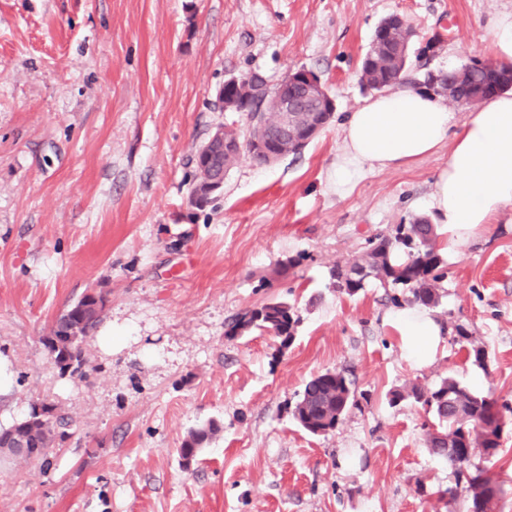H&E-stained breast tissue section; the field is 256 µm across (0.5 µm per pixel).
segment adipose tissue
<instances>
[{"label":"adipose tissue","instance_id":"adipose-tissue-1","mask_svg":"<svg viewBox=\"0 0 512 512\" xmlns=\"http://www.w3.org/2000/svg\"><path fill=\"white\" fill-rule=\"evenodd\" d=\"M342 147L330 173L337 194L354 190L368 171L400 169L448 149L430 206L458 249L512 204V91L484 98L456 120L443 98L404 86L371 98L350 112ZM410 356L423 360L439 345L443 328L428 312L396 316Z\"/></svg>","mask_w":512,"mask_h":512}]
</instances>
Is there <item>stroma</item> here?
<instances>
[{"instance_id":"1","label":"stroma","mask_w":512,"mask_h":512,"mask_svg":"<svg viewBox=\"0 0 512 512\" xmlns=\"http://www.w3.org/2000/svg\"><path fill=\"white\" fill-rule=\"evenodd\" d=\"M512 0H0V424L57 405L70 436L53 465L0 461V512H464L439 491L452 468L425 443L431 421L388 393L452 377L512 409V204L447 255L423 363L403 348L393 288L355 295L329 269L369 239L430 215L447 151L368 174L346 196L328 175L340 126L371 95L359 67L388 15L415 30L411 73L491 59V21ZM315 72L332 123L298 156L226 173L209 205L188 200L192 159L219 126L224 80ZM105 296L82 375H60L42 338L89 292ZM293 305L295 338L240 312ZM487 351L467 358L466 336ZM345 372L358 404L336 430L303 431L305 383ZM219 432L192 465L187 434ZM498 456L475 454L512 512V423ZM218 426L214 421L202 425L189 432L188 437L183 440L181 448H179V455L183 461L189 459L194 462L197 455L204 443H206L216 432Z\"/></svg>"}]
</instances>
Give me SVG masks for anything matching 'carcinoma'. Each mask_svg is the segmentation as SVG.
I'll list each match as a JSON object with an SVG mask.
<instances>
[{"label":"carcinoma","mask_w":512,"mask_h":512,"mask_svg":"<svg viewBox=\"0 0 512 512\" xmlns=\"http://www.w3.org/2000/svg\"><path fill=\"white\" fill-rule=\"evenodd\" d=\"M404 41V31L395 29L382 39L371 40V46L362 61L360 81L378 90L393 83L397 87L404 83L410 67V58L394 62L396 48ZM448 82L449 93L445 96L453 103L456 98L470 93H481L487 97L496 92V74L487 68L462 67L443 73ZM289 119L294 129L309 123V112H295L285 116L274 112L270 107L256 114L248 112L245 120L248 135L233 127H224V139L240 142L242 153L224 156V170H229L240 159V155L257 161L252 139L261 130H270ZM196 178L189 194L195 196L191 204L202 207L211 202V197L198 193V187L208 174L218 177L221 171H211L205 156L195 155ZM367 269L362 278L355 280L348 268ZM447 277L445 256L439 247L437 227L425 218H417L410 224H399L395 234L376 238L371 247L359 260L337 263L330 268V285L341 293L353 295L365 287L370 280H377L385 287L402 286L408 290L405 301L425 308L439 305L441 283ZM84 300L80 299L62 313L54 322L49 334L43 337L44 347L53 357L59 373L70 366V375L82 373L84 365V345L98 323L102 313L83 315ZM299 318L292 305L285 301H274L237 315L229 325L227 335L237 336L252 329L273 332L286 344L295 335ZM461 339L468 341V356L473 364L485 367L486 351L483 345L469 340L463 331H458ZM411 397L425 411L437 420L426 431V445L430 452L448 461L457 479L465 482L467 492V512H496V505L503 495V489L488 471L472 465L475 450L487 457L499 453L500 439L505 425L503 414L496 399L461 385L448 377L433 388L413 385L409 391L390 392V402ZM356 391L352 382L340 371H326L312 377L304 386L292 410L293 419L306 432L312 435H325L334 431L350 408L356 406ZM65 417L57 413V407L45 402H33L28 413L6 427L0 426V440L16 433L38 449L21 461H37L47 468L52 463L53 448L63 443L67 437ZM218 426L211 421L189 432L183 440L179 455L182 460H196L204 443L216 432Z\"/></svg>","instance_id":"carcinoma-1"}]
</instances>
